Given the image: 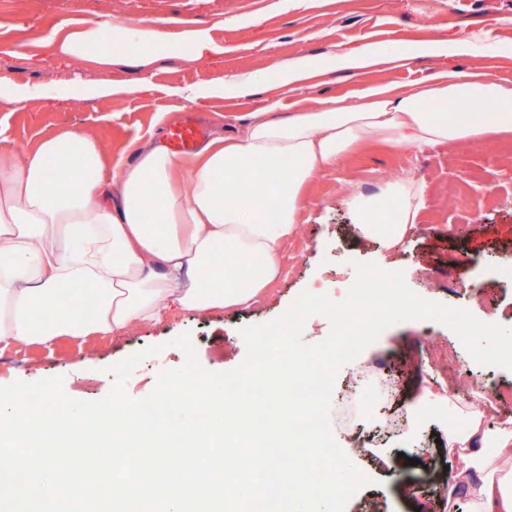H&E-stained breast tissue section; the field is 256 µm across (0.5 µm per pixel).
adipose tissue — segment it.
Masks as SVG:
<instances>
[{
	"mask_svg": "<svg viewBox=\"0 0 512 512\" xmlns=\"http://www.w3.org/2000/svg\"><path fill=\"white\" fill-rule=\"evenodd\" d=\"M116 39L142 65L157 49L175 55L183 45L161 38L151 22L116 27L106 19L66 35L60 49L78 55L94 46L105 61ZM476 103L483 111H473ZM511 131L512 90L453 70L401 94L371 88L356 104L331 98L284 120L259 115L189 157L149 139L112 177L98 142L83 132L31 149L1 146L0 341L48 346L106 336L157 319L165 302L201 313L251 305L279 279L282 246L297 232L316 175L353 147L420 149ZM382 193L398 200L401 217L384 240L378 227L390 216L377 199L350 195L345 204L358 235L390 250L416 229L425 186L396 180ZM219 245L229 257L221 265ZM234 256L260 258L262 275L251 278L231 264ZM448 448L449 506L512 512V424L487 423L478 410L468 433L449 435Z\"/></svg>",
	"mask_w": 512,
	"mask_h": 512,
	"instance_id": "obj_1",
	"label": "adipose tissue"
}]
</instances>
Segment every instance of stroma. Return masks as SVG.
Listing matches in <instances>:
<instances>
[{"label": "stroma", "instance_id": "35a3bbf8", "mask_svg": "<svg viewBox=\"0 0 512 512\" xmlns=\"http://www.w3.org/2000/svg\"><path fill=\"white\" fill-rule=\"evenodd\" d=\"M122 25L153 20L165 35L208 34L211 48L197 54H157L141 68L130 52L67 56L58 49L66 33L89 19ZM436 41L463 43L466 53H426ZM394 55L393 63L362 71L339 70L336 54L364 45ZM309 60L312 70L295 89L281 85L282 64ZM485 73L512 89V0H0V89L61 90L15 110L0 101V141L19 148L67 131H84L100 143L109 165L133 161L136 141L165 135L193 115L217 136L250 122L256 113L275 119L336 97L356 101L372 86L405 92L443 70ZM263 75L260 87L238 97L217 94L225 74ZM401 178L426 187L418 227L387 251L358 239L344 203L353 193L374 194L379 183ZM465 194L449 201V187ZM282 276L272 300L200 315L171 308L157 322L86 341L62 338L49 348L0 342V386L59 377L64 392L99 400L112 391L113 366L152 349L125 381L130 397L152 392L158 375L180 367L174 341L190 334L200 365L211 372L236 368L246 357L243 326L280 318L302 291L336 296L335 273L355 280L354 263L403 272L415 294L469 311L482 322L512 327V133L477 142L358 152L317 174L296 235L282 248ZM512 392V371L473 363L447 326L410 320L385 329L342 366L332 406L356 399L364 411L351 427L332 419V435L369 480L346 512H443L438 487L447 479L449 432L470 424L468 388ZM455 391L440 421L405 409L422 390ZM408 483L421 486L410 500Z\"/></svg>", "mask_w": 512, "mask_h": 512}]
</instances>
